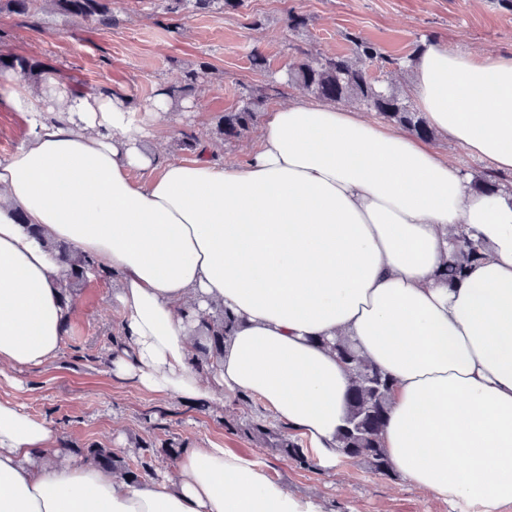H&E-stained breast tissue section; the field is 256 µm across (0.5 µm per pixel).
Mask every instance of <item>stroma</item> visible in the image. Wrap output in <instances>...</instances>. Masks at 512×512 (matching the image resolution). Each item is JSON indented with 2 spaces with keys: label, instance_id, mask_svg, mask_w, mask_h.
I'll return each mask as SVG.
<instances>
[{
  "label": "stroma",
  "instance_id": "stroma-1",
  "mask_svg": "<svg viewBox=\"0 0 512 512\" xmlns=\"http://www.w3.org/2000/svg\"><path fill=\"white\" fill-rule=\"evenodd\" d=\"M109 7L114 22L98 29L61 14L52 0H37L32 17L0 13V53L35 58L74 85L114 90L136 105L176 83L183 71L204 68L196 97L176 103L169 132L147 140L145 148L186 159L190 153L181 141L191 134L227 165L247 161L260 130L225 141L217 133L220 117L240 108L252 89L286 81L299 50L346 53L349 34L357 33L393 58L429 39L470 53L512 51V0H243L235 10L218 4L200 9L185 0L175 13L165 12L160 0H110ZM291 12L304 16L306 27L290 31ZM255 50L266 60L264 69L251 64ZM304 93L287 83L273 102ZM116 285L103 277L75 287L58 359L0 376V400L47 421L69 458L80 447L102 445L122 452L127 462H151L160 480L175 464L165 448L215 442L229 453L266 462L271 479L319 501L324 512H459L408 487L401 476L386 477L348 459H337L332 471L300 468L244 433L250 419L267 411L255 396L207 406L146 393L113 376L107 364L121 320L112 303Z\"/></svg>",
  "mask_w": 512,
  "mask_h": 512
}]
</instances>
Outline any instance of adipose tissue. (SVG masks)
I'll return each instance as SVG.
<instances>
[{"mask_svg":"<svg viewBox=\"0 0 512 512\" xmlns=\"http://www.w3.org/2000/svg\"><path fill=\"white\" fill-rule=\"evenodd\" d=\"M408 93L441 137L512 172V53L424 42ZM24 144L0 160V370L58 358L70 311L66 241L120 276L126 347L116 377L223 403L246 392L335 463L352 340L394 380L382 433L402 478L474 512L512 504V193L471 176L407 131L295 97L269 110L250 160H167L141 143L170 121L164 95L72 94L0 73ZM483 259L441 280L457 236ZM238 325L210 379L191 359L187 313ZM0 512H322L263 462L186 449L166 479L133 484L63 462L52 426L0 400Z\"/></svg>","mask_w":512,"mask_h":512,"instance_id":"ef3b65f1","label":"adipose tissue"}]
</instances>
